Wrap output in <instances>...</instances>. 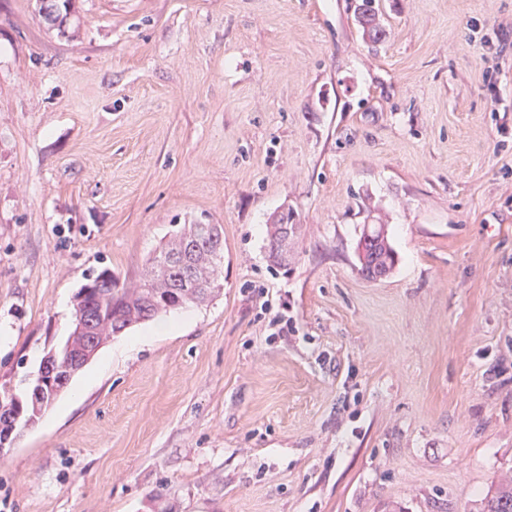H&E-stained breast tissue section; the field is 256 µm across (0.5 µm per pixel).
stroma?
I'll return each mask as SVG.
<instances>
[{
    "label": "stroma",
    "instance_id": "35a3bbf8",
    "mask_svg": "<svg viewBox=\"0 0 512 512\" xmlns=\"http://www.w3.org/2000/svg\"><path fill=\"white\" fill-rule=\"evenodd\" d=\"M359 2L0 0V389L90 276L224 230L219 294L75 374L0 512H482L512 478V0H375L377 43ZM281 214L273 218L272 222L276 221V223L271 224L277 239L274 256L280 265L287 266L293 257L292 245L296 235V225L287 224L286 219L283 223L278 222ZM378 225H380V224L363 225L364 235L362 237V240L364 239L366 241H370V240L374 239L375 241H377V243L380 244V246L383 247V251H382V248H380L377 244H373L372 241H370L369 243H365L364 249L367 251L369 256H371L373 253H375L379 248L381 249L382 254L378 255V256L376 254H374L372 256L373 260L367 261L364 257V254L362 253V251L361 250L358 251L363 264L366 265L368 263L370 270H369V272L367 271L366 274L368 275V278L372 281H380V280L385 279L388 276L387 273H384L381 271V265H380L381 261L384 260V258H385L384 252L388 251V248L390 250V251H388V254L390 255V257L395 261V263L397 261L396 255L391 252V251L394 252L392 246L390 245L388 247V243L386 240V234H382L379 239H376L377 235H378V232H377L378 230L376 229V227Z\"/></svg>",
    "mask_w": 512,
    "mask_h": 512
}]
</instances>
